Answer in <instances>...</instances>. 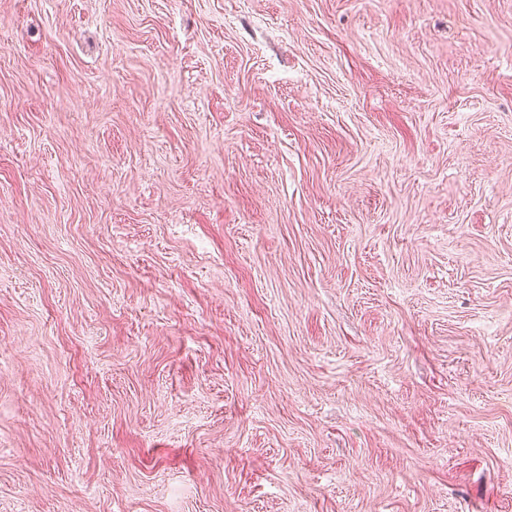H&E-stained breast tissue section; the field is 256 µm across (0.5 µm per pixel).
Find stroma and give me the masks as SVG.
Instances as JSON below:
<instances>
[{
    "label": "stroma",
    "instance_id": "obj_1",
    "mask_svg": "<svg viewBox=\"0 0 512 512\" xmlns=\"http://www.w3.org/2000/svg\"><path fill=\"white\" fill-rule=\"evenodd\" d=\"M0 512H512V0H0Z\"/></svg>",
    "mask_w": 512,
    "mask_h": 512
}]
</instances>
